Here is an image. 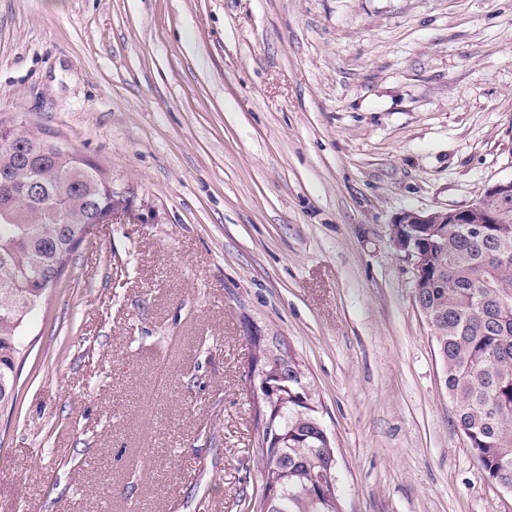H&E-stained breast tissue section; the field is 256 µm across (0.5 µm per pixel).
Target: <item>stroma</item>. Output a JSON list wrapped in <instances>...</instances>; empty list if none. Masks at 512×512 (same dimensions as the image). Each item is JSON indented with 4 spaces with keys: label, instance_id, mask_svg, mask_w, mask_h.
Masks as SVG:
<instances>
[{
    "label": "stroma",
    "instance_id": "stroma-1",
    "mask_svg": "<svg viewBox=\"0 0 512 512\" xmlns=\"http://www.w3.org/2000/svg\"><path fill=\"white\" fill-rule=\"evenodd\" d=\"M0 125L126 199L28 319L0 512H242L255 336L344 512H512L389 242L512 178V0H0Z\"/></svg>",
    "mask_w": 512,
    "mask_h": 512
}]
</instances>
